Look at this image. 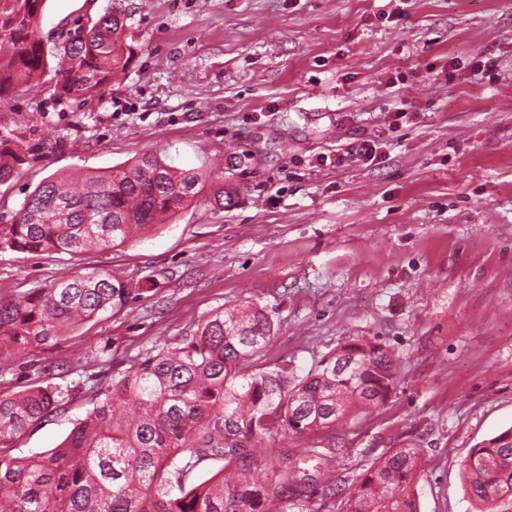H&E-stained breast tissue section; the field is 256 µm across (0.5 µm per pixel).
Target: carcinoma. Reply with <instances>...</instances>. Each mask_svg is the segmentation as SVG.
<instances>
[{"mask_svg":"<svg viewBox=\"0 0 512 512\" xmlns=\"http://www.w3.org/2000/svg\"><path fill=\"white\" fill-rule=\"evenodd\" d=\"M45 0H0V95L31 83L57 60L58 95L91 96L125 68L122 12L112 8L69 32L61 49L45 50L38 33ZM26 149L10 131L0 135V185L21 176ZM206 173L176 168L157 152L105 174L51 176L25 198L0 248L18 253L121 246L171 220L200 193ZM219 184L213 208L232 204ZM130 292L108 270L54 279L0 301V358L57 344L99 312L122 307ZM266 310L246 304L218 312L175 347L158 346L99 387L92 408L58 447L13 456L34 425L71 396L33 385L0 396V512H280L277 501L303 496L306 475L256 448L274 433L310 438L366 406L385 403L398 378L391 351L350 341L323 356L302 378L276 366L249 371L273 338ZM204 458L224 469L184 486ZM414 448L372 463L346 500L345 512H416L410 479ZM471 498L489 504L512 498V427L474 448L466 464Z\"/></svg>","mask_w":512,"mask_h":512,"instance_id":"1","label":"carcinoma"}]
</instances>
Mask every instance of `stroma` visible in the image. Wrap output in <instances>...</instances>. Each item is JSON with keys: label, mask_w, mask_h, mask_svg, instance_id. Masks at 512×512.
Segmentation results:
<instances>
[{"label": "stroma", "mask_w": 512, "mask_h": 512, "mask_svg": "<svg viewBox=\"0 0 512 512\" xmlns=\"http://www.w3.org/2000/svg\"><path fill=\"white\" fill-rule=\"evenodd\" d=\"M116 7L131 60L98 97L57 99L53 72L0 96V132L30 146L0 185V224L56 173H104L143 154L224 167L172 223L80 256L0 250V300L50 279L107 269L131 288L55 346L0 360V395L70 388L17 441L57 447L107 384L151 348L213 313L265 307L305 376L340 344L370 340L399 360L387 402L317 438L337 445L335 496L307 487L308 512H344L363 472L419 451L417 512H477L472 448L512 427V0H46V47ZM362 139L375 161L322 163Z\"/></svg>", "instance_id": "35a3bbf8"}]
</instances>
